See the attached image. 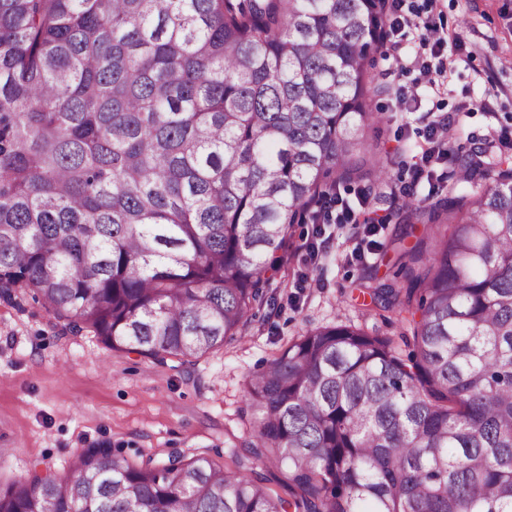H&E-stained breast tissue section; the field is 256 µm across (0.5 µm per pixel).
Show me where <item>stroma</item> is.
Here are the masks:
<instances>
[{
  "label": "stroma",
  "mask_w": 512,
  "mask_h": 512,
  "mask_svg": "<svg viewBox=\"0 0 512 512\" xmlns=\"http://www.w3.org/2000/svg\"><path fill=\"white\" fill-rule=\"evenodd\" d=\"M403 10L445 38L448 73L441 92L424 86L406 96L402 89L418 77L429 48L403 38L402 72L384 51L373 55L374 78L388 89L372 102L384 121L365 132L392 172L367 193L381 214L393 211L406 186L421 197L432 189L447 195L457 174L452 160L433 164L432 178L415 175L433 121L451 120L456 148L483 144L497 153L500 131H512V0H405ZM315 229L294 225L279 273L264 284L270 304L245 337L177 370L88 333H61L27 290L16 304L0 298V484L36 468L63 469L95 444L135 461L172 449L228 452L251 428L246 379L306 330L346 324L396 340L410 333L395 314L379 315L361 288L370 277L404 286L397 252L379 247L359 258L362 228L329 222L321 237Z\"/></svg>",
  "instance_id": "obj_1"
}]
</instances>
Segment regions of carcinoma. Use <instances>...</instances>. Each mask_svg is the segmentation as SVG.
<instances>
[{
	"label": "carcinoma",
	"instance_id": "1",
	"mask_svg": "<svg viewBox=\"0 0 512 512\" xmlns=\"http://www.w3.org/2000/svg\"><path fill=\"white\" fill-rule=\"evenodd\" d=\"M385 0H0V296L185 365L241 337L295 224L389 178L362 131ZM464 195L407 194L412 325L307 330L246 382L247 448L106 445L0 487V512H512V155L460 150Z\"/></svg>",
	"mask_w": 512,
	"mask_h": 512
}]
</instances>
